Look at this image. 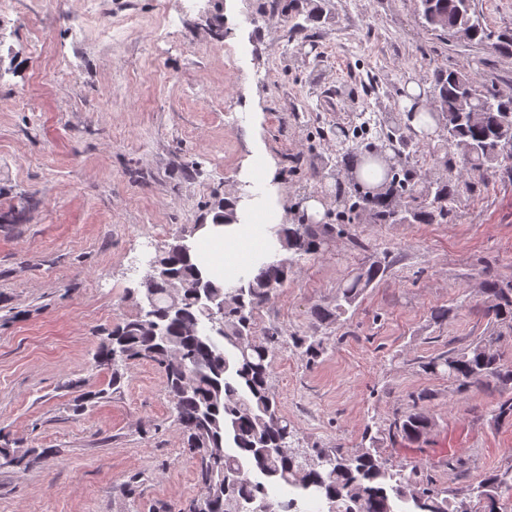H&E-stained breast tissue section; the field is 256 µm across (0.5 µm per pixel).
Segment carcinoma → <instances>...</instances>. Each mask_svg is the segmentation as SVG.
Here are the masks:
<instances>
[{
    "label": "carcinoma",
    "mask_w": 512,
    "mask_h": 512,
    "mask_svg": "<svg viewBox=\"0 0 512 512\" xmlns=\"http://www.w3.org/2000/svg\"><path fill=\"white\" fill-rule=\"evenodd\" d=\"M429 30L439 36L462 31L468 42L488 43L494 52L512 56V30L495 33L484 23L476 0H417ZM428 80L438 101V120L451 140L441 139L432 151L436 177L431 201L423 199L426 186L410 178L415 146L400 140L397 125L376 113H361L359 125L344 131V147L336 154L333 170L341 173L358 164L360 133L373 129L380 142L396 141L403 164L390 173L389 187L371 185V191L348 196V207L336 214L335 224H281L277 242L291 253L285 259L264 256L255 260L257 272L242 276L232 288L216 286L189 263L192 247L166 245L156 250L157 269L189 284L177 306H171L167 284L158 280L141 291L152 295V307L117 324L109 342L99 347L95 361L111 372L117 387L129 364L147 361L163 372L166 391L184 440V451L197 459V480L212 501V512H467L451 507L448 490L422 479L419 467L393 464L374 443L384 433L368 436L371 446L346 450L303 448L298 434L281 411L271 390L274 352L280 342L276 331L259 336L255 313L293 273L296 262L317 254L337 226L362 215L376 224H399L396 201L416 224H441L448 219L465 173L485 171L512 176V140L501 133L512 127V98H503L480 85L465 69L433 68ZM477 113L471 120L468 113ZM390 261H373L336 292L333 305H316L311 314L321 324H333L346 315L362 292L384 276ZM486 315L512 329V281L488 279ZM224 305V314L211 310ZM292 344L309 360L323 353L314 336H293ZM490 336L464 349L443 351L421 362L430 375L467 386L473 379L512 384V366L501 363ZM423 391L412 396L408 411L389 425L392 434L418 441L433 425ZM51 452L7 445L0 456L12 453L18 465ZM284 483L290 495L277 498L273 487ZM512 492V468L494 471L470 489L469 497L484 501L483 512H500L503 493Z\"/></svg>",
    "instance_id": "cac0c4a2"
}]
</instances>
